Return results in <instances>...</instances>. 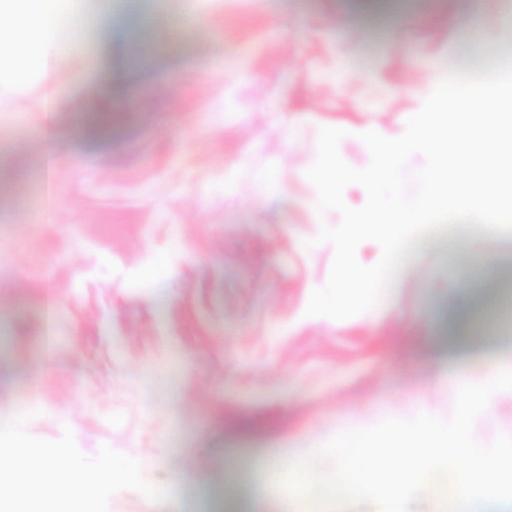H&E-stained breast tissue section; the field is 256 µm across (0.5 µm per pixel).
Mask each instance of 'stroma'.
Wrapping results in <instances>:
<instances>
[{"instance_id": "35a3bbf8", "label": "stroma", "mask_w": 512, "mask_h": 512, "mask_svg": "<svg viewBox=\"0 0 512 512\" xmlns=\"http://www.w3.org/2000/svg\"><path fill=\"white\" fill-rule=\"evenodd\" d=\"M357 2L76 0L56 111L32 108L42 82L0 89V409L35 393L32 436L68 427L87 456L158 459L152 481L203 478L178 502L131 491L112 512H282V449L449 418L454 379L512 363V233L429 234L375 308L305 314L334 258L316 238L341 222L306 177L320 129H343L342 159L367 167L359 129L402 135L437 70H479L512 31V0H402L388 16ZM267 167L271 188L254 179ZM57 301L66 332L49 353ZM168 365L169 389L144 381Z\"/></svg>"}]
</instances>
